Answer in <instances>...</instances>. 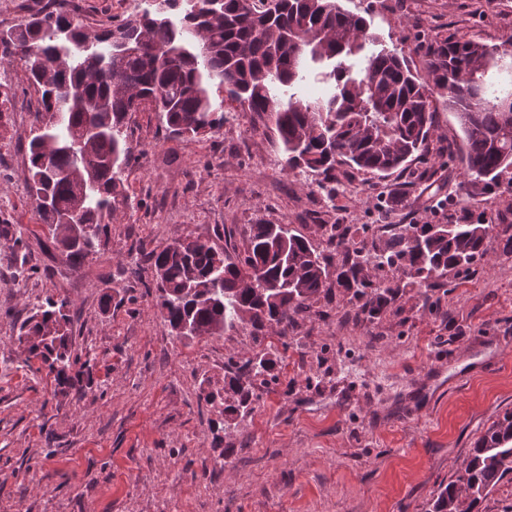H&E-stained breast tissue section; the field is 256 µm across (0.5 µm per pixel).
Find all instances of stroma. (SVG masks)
I'll list each match as a JSON object with an SVG mask.
<instances>
[{"label":"stroma","instance_id":"1","mask_svg":"<svg viewBox=\"0 0 512 512\" xmlns=\"http://www.w3.org/2000/svg\"><path fill=\"white\" fill-rule=\"evenodd\" d=\"M382 45L424 73L431 40L489 45L512 36V0H341ZM150 0H77L96 29ZM13 105L0 119V512H427L477 440L512 412V192L476 188L448 149L460 124L432 97L426 151L386 177L336 168L335 200L284 170L273 135L224 103L219 133L167 136L159 114H133L127 202L97 252L71 265L41 225L26 148L38 96L21 62L0 65ZM448 213L492 218L486 253L428 286L399 289L371 317L351 292L325 289L287 338L237 326L174 336L157 308L151 251L187 235L242 246L252 224H287L331 264L323 225L350 224L351 244L384 243L428 221L430 188ZM64 297L73 348L92 382L60 389L16 339L33 305ZM270 355L279 379L254 380L248 409L224 413L228 362ZM219 393L214 404L201 390ZM231 425L224 434L223 425ZM223 461L221 470L203 463Z\"/></svg>","mask_w":512,"mask_h":512}]
</instances>
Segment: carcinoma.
I'll list each match as a JSON object with an SVG mask.
<instances>
[{
	"mask_svg": "<svg viewBox=\"0 0 512 512\" xmlns=\"http://www.w3.org/2000/svg\"><path fill=\"white\" fill-rule=\"evenodd\" d=\"M0 29L4 61L18 57L39 96L28 143L29 188L35 210L66 259L94 254L114 213L126 201L129 121L149 109L172 137L195 140L224 126L223 92L250 113L251 129L272 133L283 167L336 194V165L381 177L427 142L433 91L448 94L463 133L458 161L473 186L512 187V90L491 89L488 68L503 61L512 38L497 45L436 39L424 74L377 42L368 20L338 0H167L137 18L87 31L74 22L69 0ZM324 87L313 99L294 89ZM81 91L67 96L65 88ZM82 143V156L70 153ZM79 213V234L62 223ZM490 220L464 214L453 222L408 224L382 248H350L347 235L326 230L345 254L336 269L286 224L251 225L243 250H219L190 235L151 253L157 308L178 337L182 325L222 336L239 324L284 337L294 314L330 281L352 292L362 312L380 314L400 284H425L485 254ZM395 268V286L373 285L364 270ZM66 299L48 297L20 327L17 340L39 358L46 375L77 393L85 365L72 354ZM254 376L273 374L265 355L247 360ZM224 389L238 396L233 414L248 408L252 385L236 373ZM512 474V414L493 423L456 479L437 491L429 512H475Z\"/></svg>",
	"mask_w": 512,
	"mask_h": 512,
	"instance_id": "1",
	"label": "carcinoma"
}]
</instances>
